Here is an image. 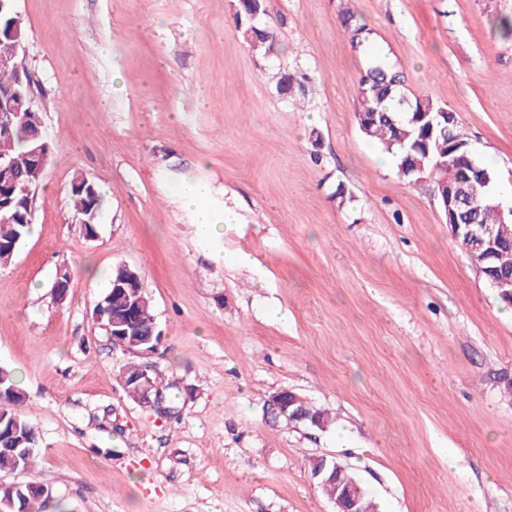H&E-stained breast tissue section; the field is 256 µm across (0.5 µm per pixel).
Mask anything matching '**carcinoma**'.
I'll return each mask as SVG.
<instances>
[{
	"label": "carcinoma",
	"instance_id": "cac0c4a2",
	"mask_svg": "<svg viewBox=\"0 0 512 512\" xmlns=\"http://www.w3.org/2000/svg\"><path fill=\"white\" fill-rule=\"evenodd\" d=\"M266 15L265 5H260V10L254 18L248 17V3L238 4L236 18L242 25L241 32L253 30L256 40L249 46L265 54L274 52L275 36L270 27L263 22ZM12 13L9 6L0 10V27L5 32L0 34V57L11 60L13 71L0 73V86L16 75L26 76V56L24 43L26 42V30H20L18 34L6 31L10 27ZM351 40L359 48L365 47L369 32L365 26L353 22V15L345 13ZM399 73L398 68L377 58L370 60L368 66L361 74L357 84V94L360 103V111L373 110L379 113L378 122L366 125L361 132L374 140L385 152L396 158L398 175L406 182H411L417 176L420 169L430 172L434 168L448 169V141H468V138L460 126L450 128L445 132L435 131L428 139L424 138L419 127L409 123L410 115L405 113V105L401 102V94L404 90L383 88L379 93H374L372 88L378 83L392 81L393 75ZM32 129L30 118L22 114L13 119L11 133L0 134V157L11 162L14 173L26 175L30 169V150L36 145L31 139ZM490 177L489 183H484L478 175L471 176L467 187L468 193L480 206L478 221L482 224V231L487 238H497L501 234L502 224L499 214L483 205V199L487 193H499V185L495 172L481 166ZM70 197L75 214L81 219L88 220L84 225L86 237L94 238L98 235V218L102 206V195L99 186L90 190L84 185L70 186ZM21 217L8 224L0 221V266L10 264L16 254V250L23 240L29 235L30 226L33 224L32 214L27 207L19 209ZM455 238L464 248L469 258L476 259L477 252L473 248L471 227L462 224L455 229ZM488 265L498 267L512 274V242L504 244L497 252L494 259ZM104 305L107 306L108 315L103 317V323H109V318H122L126 314L124 301L112 295V289H107L103 296ZM132 300L139 303L136 313L137 330L142 333L140 344L142 348H149L159 342L158 330L151 298L145 292L136 293ZM145 372H150L148 366L142 362L131 361L120 369L121 385H127L130 380ZM0 392L4 399L0 402V471L12 472L28 469L35 461L38 454V431L31 416L18 410L23 404L24 395L16 385L10 371H0ZM51 497V490L45 488L41 491H33L22 484H6L0 487V512H43Z\"/></svg>",
	"mask_w": 512,
	"mask_h": 512
}]
</instances>
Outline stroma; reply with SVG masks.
I'll list each match as a JSON object with an SVG mask.
<instances>
[{
    "label": "stroma",
    "mask_w": 512,
    "mask_h": 512,
    "mask_svg": "<svg viewBox=\"0 0 512 512\" xmlns=\"http://www.w3.org/2000/svg\"><path fill=\"white\" fill-rule=\"evenodd\" d=\"M16 0L50 142L40 230L0 268V367L39 432L31 469L67 512H335L308 469L354 472L378 512H512V308L462 251L432 186L359 131L366 26L408 90L456 112L512 185V0ZM301 77L281 95V73ZM100 187L99 233L71 201ZM235 224L199 238L185 195ZM253 264H244V257ZM136 268L162 340L164 416L124 393L132 354L93 310ZM69 275L64 302L53 285ZM290 389L326 428L271 419ZM266 15L264 1H261L260 10L257 16L250 19L248 17V3L244 1L241 4L238 1V8L236 11V18L238 22V28L242 24V29L240 30L245 42L255 51L263 52L264 54H270L274 52L275 49V36L271 31L270 27L263 22V16ZM252 28L254 35L256 36V42H250L246 40L245 32Z\"/></svg>",
    "instance_id": "1"
}]
</instances>
